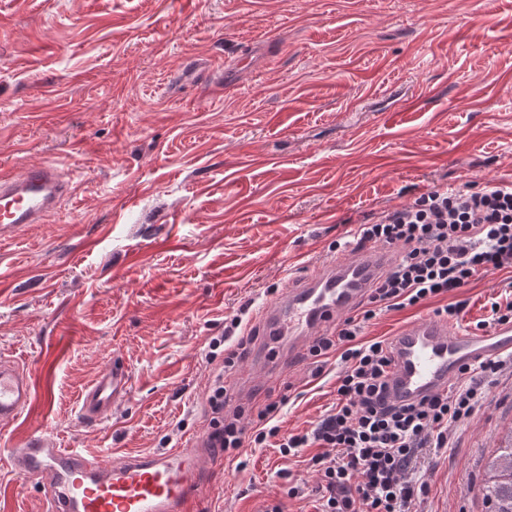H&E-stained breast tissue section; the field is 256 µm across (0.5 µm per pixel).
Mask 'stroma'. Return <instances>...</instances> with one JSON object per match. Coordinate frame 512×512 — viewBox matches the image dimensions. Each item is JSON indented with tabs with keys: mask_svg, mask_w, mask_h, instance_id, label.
<instances>
[{
	"mask_svg": "<svg viewBox=\"0 0 512 512\" xmlns=\"http://www.w3.org/2000/svg\"><path fill=\"white\" fill-rule=\"evenodd\" d=\"M0 0V165H58L74 195L0 241V355L40 398L16 427L101 457L164 452L208 421L211 338L270 302L365 217L433 186L512 180V0ZM505 272L456 292L486 317ZM437 297L366 323L388 339ZM257 337L230 408L285 398L274 423L309 430L336 400L339 354L264 371ZM120 358L127 395L98 424L82 393ZM512 435V370L427 455L411 512H484L475 487ZM245 442L208 465L198 512H317L306 461ZM310 492L288 495L282 470ZM291 477V478H292ZM0 512H45L0 463Z\"/></svg>",
	"mask_w": 512,
	"mask_h": 512,
	"instance_id": "1",
	"label": "stroma"
}]
</instances>
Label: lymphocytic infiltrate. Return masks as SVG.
<instances>
[{
    "instance_id": "1",
    "label": "lymphocytic infiltrate",
    "mask_w": 512,
    "mask_h": 512,
    "mask_svg": "<svg viewBox=\"0 0 512 512\" xmlns=\"http://www.w3.org/2000/svg\"><path fill=\"white\" fill-rule=\"evenodd\" d=\"M355 246L391 249L393 261L361 302V312L340 321L332 336L309 348L314 358L339 352L336 402L310 430L281 435L272 420L280 404H264L252 428L224 414V385L242 359L224 350L207 391L215 415L211 438L225 455L255 444L274 443L282 456L318 447L310 464L323 490L320 512H409L426 494L421 478L426 455L448 445V430L470 418L486 399L492 377L512 366V356L465 365L448 390L400 404L386 394L392 364L387 340L361 341L365 323L382 312L403 309L453 293L485 274L510 270L505 298L491 302L476 327L512 322V181L488 180L477 191L435 186L412 201L383 211L351 231Z\"/></svg>"
}]
</instances>
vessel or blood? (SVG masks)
<instances>
[{
	"mask_svg": "<svg viewBox=\"0 0 512 512\" xmlns=\"http://www.w3.org/2000/svg\"><path fill=\"white\" fill-rule=\"evenodd\" d=\"M74 186L52 163L15 173L0 169V236L45 223L73 194ZM389 249L344 251L283 288L259 307L256 318L266 336L265 367H276L284 353L300 352L311 337L328 333L355 308L387 267ZM388 377L391 399L409 403L446 391L463 365L512 354V324L472 335L447 320L422 318L392 339ZM130 378L113 361L86 390L80 410L85 425H95L127 394ZM36 398L35 382L22 365L0 358V434L8 432ZM213 451L208 434L163 453L126 452L103 458L56 447L34 431L8 449L6 463L20 477L38 481L46 512H196L200 481Z\"/></svg>",
	"mask_w": 512,
	"mask_h": 512,
	"instance_id": "b4317fda",
	"label": "vessel or blood"
}]
</instances>
